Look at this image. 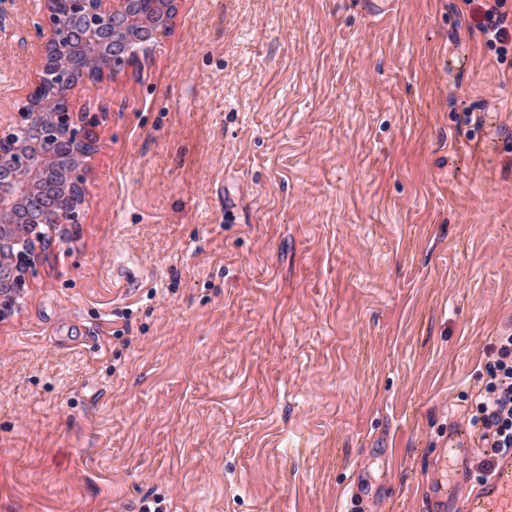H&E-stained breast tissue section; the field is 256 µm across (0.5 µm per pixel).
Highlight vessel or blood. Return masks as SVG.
<instances>
[{"instance_id": "vessel-or-blood-1", "label": "vessel or blood", "mask_w": 512, "mask_h": 512, "mask_svg": "<svg viewBox=\"0 0 512 512\" xmlns=\"http://www.w3.org/2000/svg\"><path fill=\"white\" fill-rule=\"evenodd\" d=\"M474 445L466 429L448 432V442L431 463L423 512H512V450L499 452L491 473L472 482Z\"/></svg>"}]
</instances>
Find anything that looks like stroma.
Segmentation results:
<instances>
[{"label":"stroma","instance_id":"35a3bbf8","mask_svg":"<svg viewBox=\"0 0 512 512\" xmlns=\"http://www.w3.org/2000/svg\"><path fill=\"white\" fill-rule=\"evenodd\" d=\"M495 0H177L0 320V512H421L512 334ZM39 0H0V120Z\"/></svg>","mask_w":512,"mask_h":512}]
</instances>
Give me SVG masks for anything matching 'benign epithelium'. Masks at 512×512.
<instances>
[{
  "instance_id": "7a95c632",
  "label": "benign epithelium",
  "mask_w": 512,
  "mask_h": 512,
  "mask_svg": "<svg viewBox=\"0 0 512 512\" xmlns=\"http://www.w3.org/2000/svg\"><path fill=\"white\" fill-rule=\"evenodd\" d=\"M142 0H45L44 22L50 31L45 53L37 65L34 86L41 84L43 74L54 68L66 88L71 91L69 71L90 43L105 54L104 69L118 70L131 64L132 28L146 29L144 42L168 29L176 11L175 0H153L158 12L152 17L140 14ZM65 10L81 24L69 35L59 26V11ZM30 110L20 113L21 120L41 131L42 139L19 148L9 158L0 153V317L15 304V296L25 285V275L34 259L27 252H15L14 246L26 239H37L45 225L61 227L79 223L84 171L87 159L97 150L99 115L95 112L57 113L49 115L47 102L35 104L26 99ZM59 147L71 143L74 163L68 173L67 196L71 206L58 210L49 206L37 190V181L53 159L52 151L43 143Z\"/></svg>"
}]
</instances>
